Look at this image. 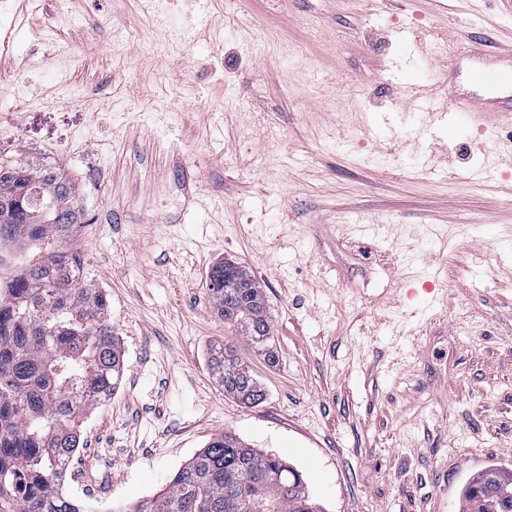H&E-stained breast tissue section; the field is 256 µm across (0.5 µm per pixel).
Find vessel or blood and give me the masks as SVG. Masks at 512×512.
<instances>
[{
  "mask_svg": "<svg viewBox=\"0 0 512 512\" xmlns=\"http://www.w3.org/2000/svg\"><path fill=\"white\" fill-rule=\"evenodd\" d=\"M469 58L472 65L468 73V89H458L449 82V99L445 109L436 110L437 120H447L450 114L465 113L471 118H512V100L503 94L512 91V48L501 52L491 39L475 38Z\"/></svg>",
  "mask_w": 512,
  "mask_h": 512,
  "instance_id": "obj_1",
  "label": "vessel or blood"
}]
</instances>
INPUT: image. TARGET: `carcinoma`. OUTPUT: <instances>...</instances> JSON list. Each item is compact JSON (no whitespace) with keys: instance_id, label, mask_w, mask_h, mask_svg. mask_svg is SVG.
<instances>
[{"instance_id":"1","label":"carcinoma","mask_w":512,"mask_h":512,"mask_svg":"<svg viewBox=\"0 0 512 512\" xmlns=\"http://www.w3.org/2000/svg\"><path fill=\"white\" fill-rule=\"evenodd\" d=\"M82 223L73 184L32 156L0 153V247L26 240L44 254L0 289V512H79L62 493L84 413L112 396L124 354L107 295L86 282L67 245ZM213 307L268 358L272 327L261 285L243 265L209 272ZM209 368L224 394L257 406L265 393L234 350ZM464 512H500L494 488L470 481ZM150 512H321L302 474L231 432L211 438Z\"/></svg>"}]
</instances>
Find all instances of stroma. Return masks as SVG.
<instances>
[{"instance_id":"1","label":"stroma","mask_w":512,"mask_h":512,"mask_svg":"<svg viewBox=\"0 0 512 512\" xmlns=\"http://www.w3.org/2000/svg\"><path fill=\"white\" fill-rule=\"evenodd\" d=\"M9 3L0 152L74 184L124 353L65 494L149 512L224 431L301 471L321 512H462L470 478L512 470V123L404 98L444 102L470 34L512 41V0ZM357 214L385 226L372 248ZM227 258L263 289L275 363L213 308ZM217 343L262 404L216 384Z\"/></svg>"}]
</instances>
